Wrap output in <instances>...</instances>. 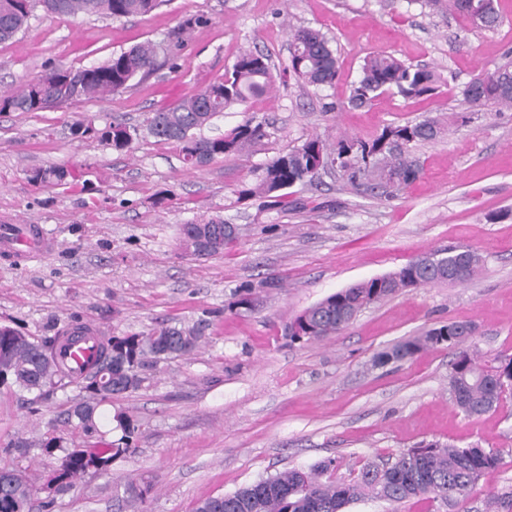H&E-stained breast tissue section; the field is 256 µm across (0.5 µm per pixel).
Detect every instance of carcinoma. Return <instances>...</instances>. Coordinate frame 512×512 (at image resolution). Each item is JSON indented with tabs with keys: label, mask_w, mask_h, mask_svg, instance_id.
<instances>
[{
	"label": "carcinoma",
	"mask_w": 512,
	"mask_h": 512,
	"mask_svg": "<svg viewBox=\"0 0 512 512\" xmlns=\"http://www.w3.org/2000/svg\"><path fill=\"white\" fill-rule=\"evenodd\" d=\"M455 13L480 29L501 23L497 0H408ZM161 0H0V41L13 38L38 7L49 14L77 17L98 16L119 20L146 15ZM291 52L283 73L304 84L323 88L338 74L335 50L327 36L313 28L288 24ZM158 46L147 41L112 55L93 71L52 69L0 97V112H40L61 109L81 99H109L129 87L138 77L154 70ZM276 76L267 55L252 50L240 52L224 78L212 83L177 106L153 113L146 130L149 135L178 144L184 163L192 168L217 158L237 156L271 136L266 121L251 116L232 130L211 137L200 134L224 111L247 106L268 93ZM446 84L441 73L409 65L392 55L372 54L365 58L361 75L354 82L348 104L371 106L385 94L403 98L433 96ZM464 101L474 110L489 105L512 108V62H505L474 75L462 90ZM445 132L442 122L425 118L403 125H390L372 139L341 138L332 146L319 137L269 159L254 171V180L235 189L238 199L260 197L270 210L288 208V189L297 183L313 184L318 170L338 166L352 187L368 183L386 187L394 179L398 188L413 183L420 168L411 150L433 141ZM136 132L117 123L101 133L116 150L130 147ZM69 176L64 167L32 172L38 184L60 185ZM224 219L215 216L180 228L182 252L196 258L224 253L238 234L224 231ZM447 258L463 268L458 283L471 280L483 264L482 254L471 247L452 249ZM442 283L439 269L411 261L399 270L343 288L297 315L288 327L295 341H322L340 333L368 305L394 296L405 288ZM463 324L450 322L419 336L401 340L381 351L375 364L404 361L431 347L456 351L449 375V392L467 416H479L498 407L512 378V359L492 367L469 352L471 336L460 331ZM202 340V327L161 326L147 332L112 336L102 342L96 370L81 379L85 399L67 414L86 430L95 429L99 406L112 396L133 392L145 382V368L170 358L192 353ZM57 337L37 338L0 326V385L23 391L65 388L74 384L71 374L55 358ZM121 437L104 449L116 459L125 456L136 441L132 420L117 417ZM43 452L58 459L62 484L68 491L87 472L88 464L70 455L59 437L42 446ZM499 452L478 446L459 448L453 444L430 443L402 452L385 465L366 464L352 479L335 482L324 476L335 468L329 459L307 470L285 469L261 478L234 492L198 501L193 512H342L347 505L364 498L401 504L418 497L450 506L466 500L484 472L497 467ZM33 485L14 468H0V512H26L31 508ZM512 507V491L488 493L486 512Z\"/></svg>",
	"instance_id": "carcinoma-1"
}]
</instances>
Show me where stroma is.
Listing matches in <instances>:
<instances>
[{
	"mask_svg": "<svg viewBox=\"0 0 512 512\" xmlns=\"http://www.w3.org/2000/svg\"><path fill=\"white\" fill-rule=\"evenodd\" d=\"M498 7L502 24L476 30L407 0H163L148 15L121 20L38 9L0 42V92L52 65L81 69L142 42L161 47L153 72L110 99L0 113V223L42 225L56 243L26 267L0 258V325L39 337L75 323L104 337L204 325L192 354L146 369L139 390L102 405L92 433L66 420L82 399L79 388L37 394L0 386V467L31 478L33 512H118L116 493L127 483L143 491V512H191L198 500L329 458L331 479L346 480L422 442L494 448L500 461L461 506L414 499L396 510L364 500L346 512H483L485 493L512 489V396L469 418L448 391V350L373 364L379 351L451 321L476 324L479 354L512 358V109L471 112L461 96L473 75L512 50V0ZM192 15L201 24L181 34ZM292 24L332 40L338 76L320 90L279 79L266 96L215 120L221 132L252 115L272 123L274 135L250 152L189 170L176 143L144 136L117 150L100 139L101 129L143 127L153 112L220 81L241 50L281 66ZM373 52L438 69L448 84L432 97L385 95L349 106ZM426 117L446 121L447 131L415 148L421 174L396 197L351 188L329 169L314 184L290 188L288 209L276 217L260 199L235 194L255 166L313 137L369 139L386 125ZM77 121L91 122L93 133L75 135ZM55 165L74 171V184L29 182L31 170ZM214 216L238 225L237 241L211 258L183 254L181 225ZM451 246L485 257L467 283L398 293L325 341L286 336L288 323L326 296ZM268 278L279 287H265ZM243 284L253 286L256 309L229 311ZM120 414L138 427L133 451L109 472H88L48 497L42 486L57 460L41 442L61 436L81 448L109 445L121 436ZM17 439L28 448L8 451Z\"/></svg>",
	"mask_w": 512,
	"mask_h": 512,
	"instance_id": "35a3bbf8",
	"label": "stroma"
}]
</instances>
